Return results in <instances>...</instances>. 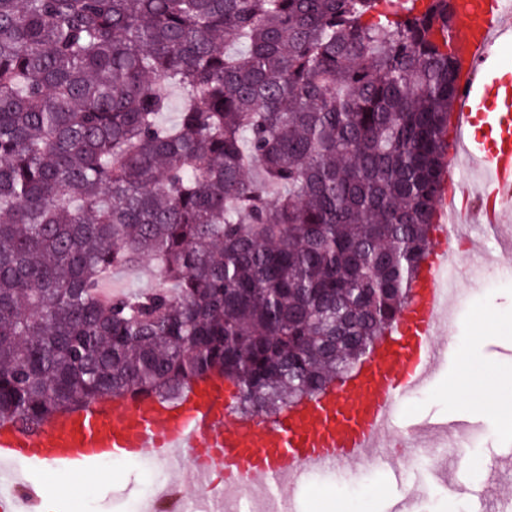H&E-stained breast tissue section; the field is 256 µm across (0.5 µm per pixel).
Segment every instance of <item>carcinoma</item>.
Instances as JSON below:
<instances>
[{
    "label": "carcinoma",
    "instance_id": "1",
    "mask_svg": "<svg viewBox=\"0 0 512 512\" xmlns=\"http://www.w3.org/2000/svg\"><path fill=\"white\" fill-rule=\"evenodd\" d=\"M454 2L0 0V420L344 380L430 250ZM157 270V262L153 259L147 260L139 274H131L125 271L114 274L106 286L107 290L116 292L129 285L150 287L156 283Z\"/></svg>",
    "mask_w": 512,
    "mask_h": 512
}]
</instances>
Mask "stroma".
<instances>
[{
	"mask_svg": "<svg viewBox=\"0 0 512 512\" xmlns=\"http://www.w3.org/2000/svg\"><path fill=\"white\" fill-rule=\"evenodd\" d=\"M459 205L467 210L470 242L457 254L459 291L451 300L448 328L436 338L438 346L448 347L447 360L428 385L398 400L390 432L372 459L338 471L308 473L301 484L287 489L296 512H328L335 503L344 512H391L402 502L410 512H447L452 486L463 492L465 512H512L503 506L512 499V420L484 402L448 395L449 383L459 375L463 348L478 367L493 371L503 388L512 387V252L486 235L475 201L463 199ZM423 421L431 425L426 435L434 447L446 440L443 424L468 423L473 434L465 448L469 464L433 455L406 465L413 447L410 427ZM173 479L185 496L197 494L189 473L171 475L153 456L118 459L71 474L70 489L59 498L64 512H134L150 487ZM423 486L427 495L417 496Z\"/></svg>",
	"mask_w": 512,
	"mask_h": 512,
	"instance_id": "obj_1",
	"label": "stroma"
}]
</instances>
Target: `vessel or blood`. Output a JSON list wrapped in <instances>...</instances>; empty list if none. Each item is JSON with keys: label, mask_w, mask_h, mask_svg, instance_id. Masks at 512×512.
Returning a JSON list of instances; mask_svg holds the SVG:
<instances>
[{"label": "vessel or blood", "mask_w": 512, "mask_h": 512, "mask_svg": "<svg viewBox=\"0 0 512 512\" xmlns=\"http://www.w3.org/2000/svg\"><path fill=\"white\" fill-rule=\"evenodd\" d=\"M455 19L462 30L452 37L459 65L452 122L456 130H471L461 147L484 173L482 207L498 214L512 204V78L493 75L487 61L495 43L512 40V16L504 13L501 0H456ZM439 199L437 244L422 264L409 304L339 388L302 400L268 422L228 423L225 382L213 376L195 382L175 404L150 397L113 399L56 414L35 432L0 422V461L80 470L115 454L149 452L177 470L188 453L198 470L220 463L225 479L258 482L276 495L303 472L365 459L399 398L424 382L443 358L433 339L456 285L451 240L457 214L447 192ZM9 500L13 512H35L42 497L30 484Z\"/></svg>", "instance_id": "obj_1"}]
</instances>
